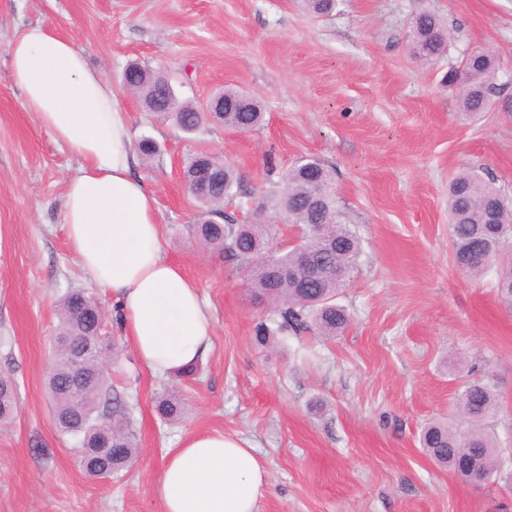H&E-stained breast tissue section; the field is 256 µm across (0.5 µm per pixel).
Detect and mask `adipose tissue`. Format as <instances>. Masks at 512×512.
I'll use <instances>...</instances> for the list:
<instances>
[{"label":"adipose tissue","instance_id":"obj_1","mask_svg":"<svg viewBox=\"0 0 512 512\" xmlns=\"http://www.w3.org/2000/svg\"><path fill=\"white\" fill-rule=\"evenodd\" d=\"M24 106L81 164L66 181L70 249L111 292L137 358L166 374L211 347L212 318L191 280L163 254L158 203L138 162L124 93L91 71L84 51L52 27H25L7 45ZM267 470L254 448L221 433L185 440L153 487L164 512H257Z\"/></svg>","mask_w":512,"mask_h":512}]
</instances>
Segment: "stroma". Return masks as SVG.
I'll use <instances>...</instances> for the list:
<instances>
[{
	"label": "stroma",
	"mask_w": 512,
	"mask_h": 512,
	"mask_svg": "<svg viewBox=\"0 0 512 512\" xmlns=\"http://www.w3.org/2000/svg\"><path fill=\"white\" fill-rule=\"evenodd\" d=\"M422 10L448 31L434 67L407 41ZM33 24L75 39L113 86L136 63L169 77L181 99L200 105L229 85L263 108L256 130L208 123L187 135L124 96L134 137L159 148L134 173L157 198L164 255L215 324L194 378L139 363L111 294L69 247L64 183L80 161L25 109L9 69L8 42ZM479 48L493 51L503 89L465 122L443 76ZM200 151L223 155L241 177L225 210L274 225L279 244L298 237L281 205L283 174L303 156L334 168L338 205L363 247L337 296L350 316L343 335L258 342L269 306L249 295L241 261L191 232L197 207L182 169ZM465 168L512 199V0H344L329 15L303 0H0V370L18 385L14 422L0 431V512H163L152 487L168 456L214 432L246 440L264 463L258 512H512L499 481L463 482L419 444L425 423L455 419L475 367L496 385L489 429L512 471V307L494 275L458 270L449 239L448 182ZM74 288L98 301L122 349L112 384L129 398L138 451L108 482L78 466L46 388L57 303ZM171 391L185 408L174 426L156 410Z\"/></svg>",
	"instance_id": "obj_1"
}]
</instances>
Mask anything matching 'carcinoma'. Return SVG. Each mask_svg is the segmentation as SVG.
Returning a JSON list of instances; mask_svg holds the SVG:
<instances>
[{
  "mask_svg": "<svg viewBox=\"0 0 512 512\" xmlns=\"http://www.w3.org/2000/svg\"><path fill=\"white\" fill-rule=\"evenodd\" d=\"M413 55L433 66L448 52V33L429 12L415 14L409 23ZM448 83L460 84L459 110L472 118L487 109L500 92L499 67L491 53L479 51L463 66L448 70ZM155 86L154 95L143 101L145 108L160 120H170L185 134L197 132L209 122L206 113L191 101L178 98L171 81L138 66L130 68L126 87ZM224 96L223 125L252 131L264 120L257 101L241 103V91L232 86L216 92ZM188 193L199 207L194 225L195 239L211 251L229 252L242 262L262 260L263 270L249 283L251 296L273 305L271 324H261L257 336L263 340L283 332L314 330L334 338L349 323L344 306L336 302L339 288L356 266L362 252L360 239L341 219L336 206L333 169L322 160L307 156L298 159L283 177L282 207L288 223L298 226V241L288 249L272 247L273 228L266 224H237L224 213V201L239 187V177L224 158L210 153L191 155L183 166ZM450 241L455 265L462 273L482 277L494 272L498 295L512 306V252L505 254L512 236V208L499 190L476 171H460L448 186ZM313 256L329 268L325 275L308 278L302 267ZM60 324L54 365L47 379L53 401L54 419L60 433L75 440L79 465L94 478L112 479L136 452L137 442L127 417V401L116 392L106 370L120 353L112 344L109 356L94 347L84 348L97 331L102 311L96 300L82 290H68L57 306ZM84 350V396L69 391L73 357ZM17 384L10 373L0 371V429L14 419ZM457 406L465 428L442 421L427 423L420 444L437 463L454 471L463 458L482 466L487 480L501 473L502 448L488 431V422L497 411L495 384L489 379L466 381L457 394ZM182 402L164 396L157 405L166 421L181 418ZM112 440V456L97 453Z\"/></svg>",
  "mask_w": 512,
  "mask_h": 512,
  "instance_id": "cac0c4a2",
  "label": "carcinoma"
}]
</instances>
